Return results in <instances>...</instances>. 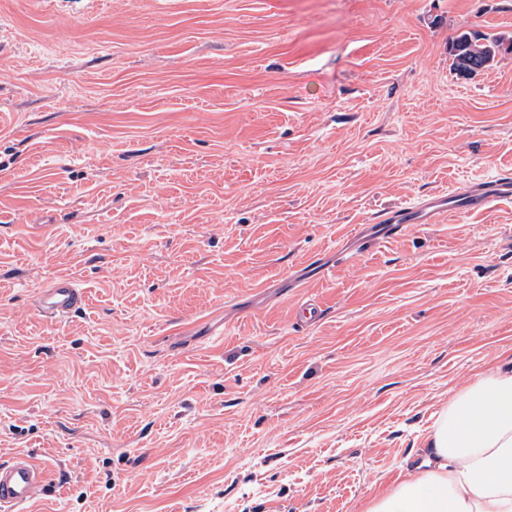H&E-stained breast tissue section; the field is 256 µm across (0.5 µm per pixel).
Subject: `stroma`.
<instances>
[{"mask_svg":"<svg viewBox=\"0 0 512 512\" xmlns=\"http://www.w3.org/2000/svg\"><path fill=\"white\" fill-rule=\"evenodd\" d=\"M512 0H0V461L30 512H365L512 352ZM72 275L82 310L44 318ZM316 300L321 316H298ZM501 54H512V35L506 32H462L448 45L451 66L462 75L491 67ZM504 200H512V170L448 194H428L418 203L373 215L365 224L379 227L381 233L366 238L364 245L380 244L404 224H437L447 215L458 214L461 210L484 212ZM84 304V293L70 275H58L39 292V309L49 317L64 319ZM48 472L25 454H16L0 463V511L21 512L43 496Z\"/></svg>","mask_w":512,"mask_h":512,"instance_id":"stroma-1","label":"stroma"}]
</instances>
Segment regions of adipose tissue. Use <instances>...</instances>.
Wrapping results in <instances>:
<instances>
[{"mask_svg":"<svg viewBox=\"0 0 512 512\" xmlns=\"http://www.w3.org/2000/svg\"><path fill=\"white\" fill-rule=\"evenodd\" d=\"M424 448L367 512H512V355L455 393Z\"/></svg>","mask_w":512,"mask_h":512,"instance_id":"ef3b65f1","label":"adipose tissue"}]
</instances>
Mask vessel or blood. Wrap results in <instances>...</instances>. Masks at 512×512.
<instances>
[{
	"mask_svg": "<svg viewBox=\"0 0 512 512\" xmlns=\"http://www.w3.org/2000/svg\"><path fill=\"white\" fill-rule=\"evenodd\" d=\"M512 200V170L499 173L463 189L448 193H432L419 202L383 211L370 219L379 235L364 237L362 228L354 236L365 239L366 246L380 244L383 238L407 224H436L446 216L460 212H484L497 203ZM84 304V293L72 276L59 275L39 292V309L49 317L64 319ZM48 472L27 455L18 454L0 463V512H21L22 508L40 498L47 487Z\"/></svg>",
	"mask_w": 512,
	"mask_h": 512,
	"instance_id": "b4317fda",
	"label": "vessel or blood"
}]
</instances>
